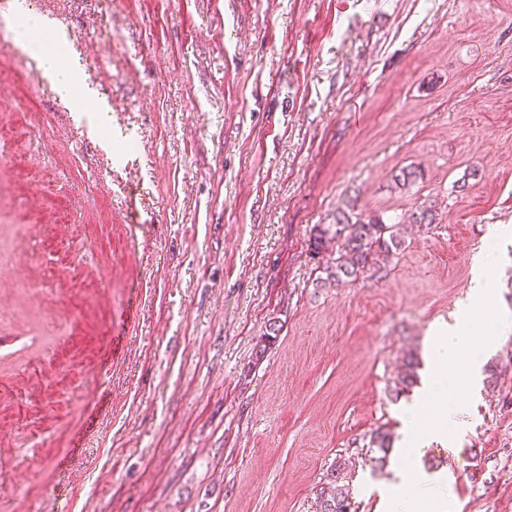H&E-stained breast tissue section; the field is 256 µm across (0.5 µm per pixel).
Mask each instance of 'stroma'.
<instances>
[{
	"mask_svg": "<svg viewBox=\"0 0 512 512\" xmlns=\"http://www.w3.org/2000/svg\"><path fill=\"white\" fill-rule=\"evenodd\" d=\"M27 2L108 106L0 15V512H316L340 457L356 512L420 474L434 512H512V0ZM350 208L404 244L319 285ZM487 252L498 340L458 430L410 434ZM24 2L25 0H15L12 5L14 16L23 17L27 21L25 29L15 30V40L27 46L29 54L37 61L43 74L49 78L51 88L60 100L70 103L76 112H88V93L92 91L82 83L79 63L73 61L65 52L62 40L55 39L57 43L52 48L46 47L38 40L37 34L51 28L50 23L46 18L31 13Z\"/></svg>",
	"mask_w": 512,
	"mask_h": 512,
	"instance_id": "obj_1",
	"label": "stroma"
}]
</instances>
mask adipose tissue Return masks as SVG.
<instances>
[{
    "label": "adipose tissue",
    "instance_id": "ef3b65f1",
    "mask_svg": "<svg viewBox=\"0 0 512 512\" xmlns=\"http://www.w3.org/2000/svg\"><path fill=\"white\" fill-rule=\"evenodd\" d=\"M13 14L27 21L26 29L16 31V41L27 46L43 74L49 78L55 94L60 100L70 103L75 111H88L89 88L82 82L79 63L70 58L62 45L49 48L38 39L39 33L49 29V21L30 13L25 0H14ZM498 325V319H491L478 341L474 340L470 327L466 325L454 324L443 331L431 351L433 368L429 393L433 400L449 409H457L458 397L469 393L472 368L486 347L494 342Z\"/></svg>",
    "mask_w": 512,
    "mask_h": 512
}]
</instances>
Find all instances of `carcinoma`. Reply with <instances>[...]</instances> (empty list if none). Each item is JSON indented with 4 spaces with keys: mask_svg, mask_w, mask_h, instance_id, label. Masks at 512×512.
Listing matches in <instances>:
<instances>
[{
    "mask_svg": "<svg viewBox=\"0 0 512 512\" xmlns=\"http://www.w3.org/2000/svg\"><path fill=\"white\" fill-rule=\"evenodd\" d=\"M331 242L336 243V262L326 267L327 279L336 283L357 278L369 266H378L387 262L401 246L400 226L385 224L380 218L359 217L352 222L345 216L335 224L318 225L310 240L315 252L325 249ZM417 359L410 355L406 358L398 375L396 384L403 390L412 386L417 379ZM392 440L383 431L373 433L369 440V450L381 453L370 461L382 464L386 461ZM348 464L337 460L327 473V486L317 497V512H352V497L348 478Z\"/></svg>",
    "mask_w": 512,
    "mask_h": 512,
    "instance_id": "cac0c4a2",
    "label": "carcinoma"
}]
</instances>
